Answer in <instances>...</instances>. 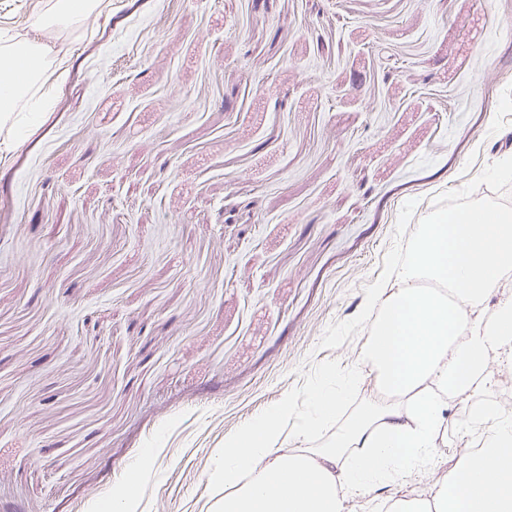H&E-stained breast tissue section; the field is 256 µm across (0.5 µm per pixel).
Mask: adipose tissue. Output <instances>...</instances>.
<instances>
[{"mask_svg": "<svg viewBox=\"0 0 512 512\" xmlns=\"http://www.w3.org/2000/svg\"><path fill=\"white\" fill-rule=\"evenodd\" d=\"M103 0H54L30 36L0 47V124L29 126L35 98L62 60L43 41L45 31L96 16ZM512 267V220L467 216L418 225L413 252L400 265L398 288L376 287L365 319L371 326L363 362L377 387L394 395L365 408L337 439L318 451L284 452L291 413L277 404L229 437L224 450V512H344L347 495H368L411 471H429L446 424L445 397L487 382L489 353L512 341V303L489 323L478 313L503 268ZM422 279L453 284L452 297L418 288ZM359 372L326 371L312 387L314 414L307 428L332 418ZM478 447L464 449L437 480L431 507L396 502L397 512H512V412L481 400L464 423Z\"/></svg>", "mask_w": 512, "mask_h": 512, "instance_id": "ef3b65f1", "label": "adipose tissue"}]
</instances>
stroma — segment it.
Here are the masks:
<instances>
[{"instance_id": "1", "label": "stroma", "mask_w": 512, "mask_h": 512, "mask_svg": "<svg viewBox=\"0 0 512 512\" xmlns=\"http://www.w3.org/2000/svg\"><path fill=\"white\" fill-rule=\"evenodd\" d=\"M51 0H0L25 35ZM0 158V512H217L224 442L363 369L374 288L445 202L512 206V0H105ZM497 385L451 397L435 463ZM434 477L345 501L390 512ZM141 471L139 468L132 469L125 477L119 487L112 493V501L107 507L108 512H135V489L139 482Z\"/></svg>"}]
</instances>
